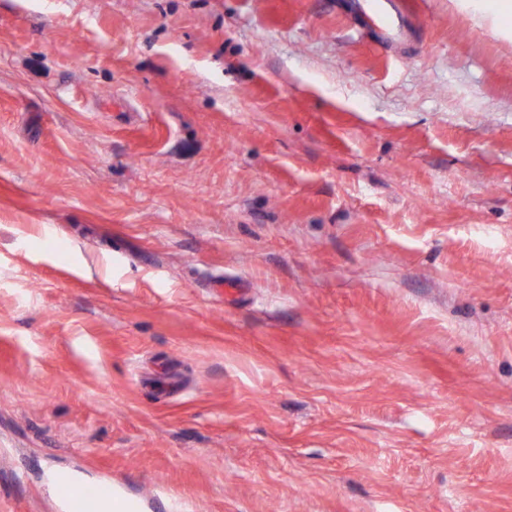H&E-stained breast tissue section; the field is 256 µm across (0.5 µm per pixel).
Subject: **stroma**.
<instances>
[{
	"mask_svg": "<svg viewBox=\"0 0 512 512\" xmlns=\"http://www.w3.org/2000/svg\"><path fill=\"white\" fill-rule=\"evenodd\" d=\"M503 3L0 0V512H512ZM63 487L58 489L60 498L67 508V512H94L95 508L101 506L108 499L107 492L112 498V488L108 489L96 484H85L82 486L81 493L77 496L72 495L70 490L68 493L63 492Z\"/></svg>",
	"mask_w": 512,
	"mask_h": 512,
	"instance_id": "35a3bbf8",
	"label": "stroma"
}]
</instances>
